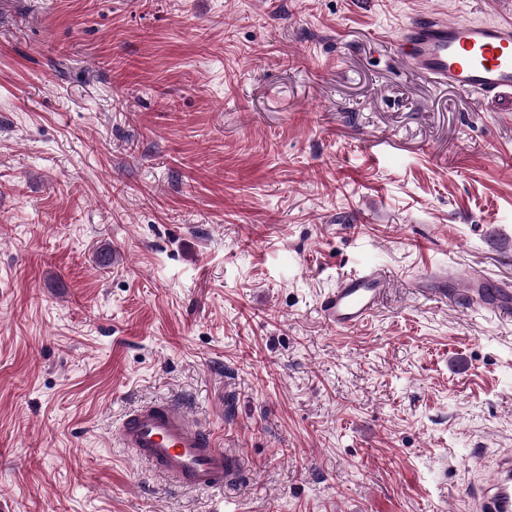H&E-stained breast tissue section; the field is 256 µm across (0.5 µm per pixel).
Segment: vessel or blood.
<instances>
[{
	"label": "vessel or blood",
	"mask_w": 512,
	"mask_h": 512,
	"mask_svg": "<svg viewBox=\"0 0 512 512\" xmlns=\"http://www.w3.org/2000/svg\"><path fill=\"white\" fill-rule=\"evenodd\" d=\"M392 47L408 70L464 91L477 101L512 96V21L449 22L437 16L411 20ZM387 280L375 269L342 277L321 302L324 320L340 329L360 326L377 310ZM440 296L476 312L512 314V289L484 274L451 278ZM132 457L168 476L175 487L208 491L235 483L242 462L220 448L202 423L171 403H148L129 411L116 432ZM475 512H512V449L503 452L493 478L473 492Z\"/></svg>",
	"instance_id": "obj_1"
}]
</instances>
